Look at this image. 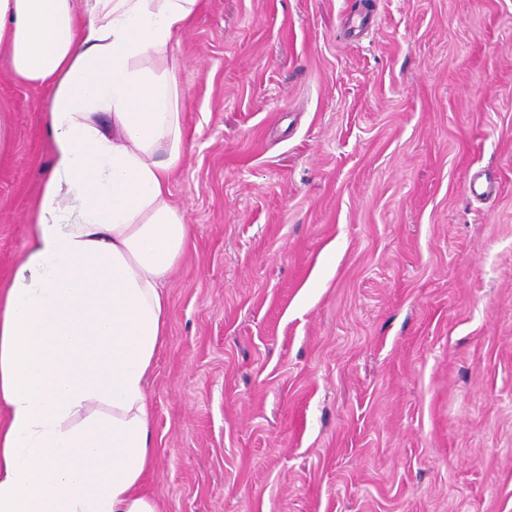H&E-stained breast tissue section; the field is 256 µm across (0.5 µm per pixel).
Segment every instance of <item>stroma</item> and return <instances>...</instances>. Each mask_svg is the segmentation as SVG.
<instances>
[{
	"instance_id": "obj_1",
	"label": "stroma",
	"mask_w": 512,
	"mask_h": 512,
	"mask_svg": "<svg viewBox=\"0 0 512 512\" xmlns=\"http://www.w3.org/2000/svg\"><path fill=\"white\" fill-rule=\"evenodd\" d=\"M177 53L189 240L143 492L159 512H512V0H203ZM45 103L0 65V291Z\"/></svg>"
}]
</instances>
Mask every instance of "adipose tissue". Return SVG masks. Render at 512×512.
Masks as SVG:
<instances>
[{"label":"adipose tissue","instance_id":"ef3b65f1","mask_svg":"<svg viewBox=\"0 0 512 512\" xmlns=\"http://www.w3.org/2000/svg\"><path fill=\"white\" fill-rule=\"evenodd\" d=\"M201 0H0V59L47 93L32 243L0 293V512H157L146 383L189 229L174 47Z\"/></svg>","mask_w":512,"mask_h":512}]
</instances>
